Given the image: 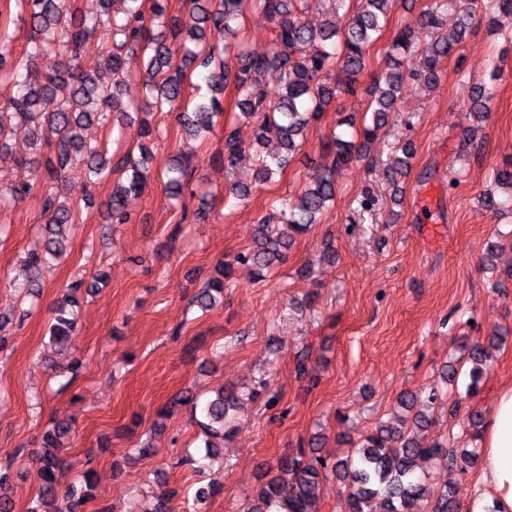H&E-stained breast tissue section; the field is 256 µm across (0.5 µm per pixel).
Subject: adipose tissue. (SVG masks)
<instances>
[{
    "label": "adipose tissue",
    "mask_w": 512,
    "mask_h": 512,
    "mask_svg": "<svg viewBox=\"0 0 512 512\" xmlns=\"http://www.w3.org/2000/svg\"><path fill=\"white\" fill-rule=\"evenodd\" d=\"M480 473L474 512H512V382L495 394L481 438Z\"/></svg>",
    "instance_id": "ef3b65f1"
}]
</instances>
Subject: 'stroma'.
Returning a JSON list of instances; mask_svg holds the SVG:
<instances>
[{"label": "stroma", "instance_id": "35a3bbf8", "mask_svg": "<svg viewBox=\"0 0 512 512\" xmlns=\"http://www.w3.org/2000/svg\"><path fill=\"white\" fill-rule=\"evenodd\" d=\"M434 0H394L383 37L371 48L362 84L388 68L396 32L416 24ZM440 33L460 36L453 55L428 86L423 57L403 55L405 73L396 110L360 159L336 174V198L318 224L297 234L284 262L267 280L235 264L233 285L209 311L191 300L205 278L252 244L258 219L281 197L297 195L314 169L329 163L323 148L333 135L349 138L341 115L364 114L366 93L338 94L310 125L301 149L272 181L255 182L249 160L227 169L212 156L223 147L224 125L237 121L234 86L224 91V114L213 137L195 150L193 181L210 191L208 202L168 199L159 178L186 138L176 113H155L163 137L155 145L153 176L134 205L130 224L107 219L111 183L88 188L84 166L68 175L67 190L80 206V221L62 261L45 268L39 288L27 292L29 250L45 239L42 195L0 206V470L12 486L14 512H29L37 494L36 451L52 419L71 418L57 499L86 469L95 472V502L114 512H149L170 493V512H247L261 473L276 474L282 457L308 452L321 436L323 456L351 459L359 439L387 419L403 392L437 389L423 443L473 448L466 416H490L494 392L512 381V194L497 190L496 208L481 201L499 168L512 164V41L474 22L460 33L461 14H438ZM242 23L251 48H276L275 25L260 0H246ZM494 87L489 112L470 110L475 86ZM243 146L252 125L237 121ZM415 153L404 173L394 164L406 144ZM25 131L0 160V186L35 180ZM252 189L238 200L234 189ZM494 188V187H493ZM424 190L443 204L442 223L418 222L414 193ZM376 198L373 216L360 218L357 200ZM104 272L107 283L80 297L71 358L82 363L71 376L68 359L52 352L48 326L58 300L77 280ZM502 337L493 367L476 396H469L463 344ZM314 345L305 377L294 372L303 343ZM454 370L453 381L442 373ZM266 382L277 408L245 402L232 421L221 461L205 473L180 465L199 444V428L183 395L204 398L224 387L238 391ZM159 434H152L155 421ZM154 435L141 456L137 444ZM425 485L417 512L449 495L459 512H473L480 487L478 465L447 469L419 462ZM215 481L217 491L193 510L183 491Z\"/></svg>", "mask_w": 512, "mask_h": 512}]
</instances>
